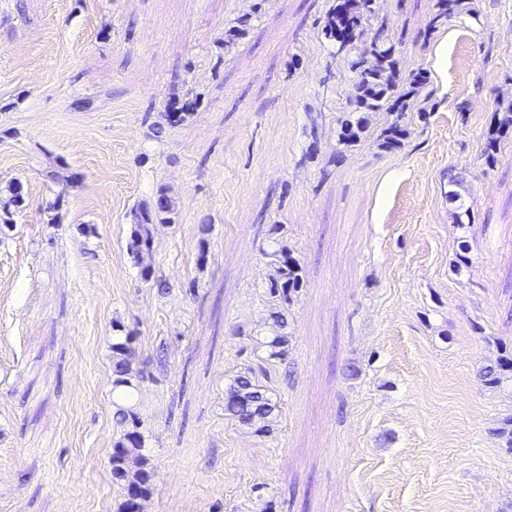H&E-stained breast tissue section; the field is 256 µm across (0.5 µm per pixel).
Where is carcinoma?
I'll list each match as a JSON object with an SVG mask.
<instances>
[{"label":"carcinoma","instance_id":"1","mask_svg":"<svg viewBox=\"0 0 512 512\" xmlns=\"http://www.w3.org/2000/svg\"><path fill=\"white\" fill-rule=\"evenodd\" d=\"M463 6L464 0H436L432 27L460 13ZM375 10L376 0H332L322 19L321 34L332 56L340 42L346 43L347 51L357 50L351 64L355 90L351 105L357 117L341 121L338 142L346 149L356 146L366 129V114L386 112L392 115V120L381 129L376 146L382 152H393L401 148L407 138V129L401 124L402 115L424 88L426 78L420 72H400L394 38L381 25L372 28ZM248 34L249 27L242 21L225 31L224 46H232ZM511 136L512 106L498 113L495 123L488 129L483 150L487 161L494 160L501 141ZM173 210L171 198L160 190L152 205L138 206L131 211L127 250L135 264L141 267L140 274L147 282L153 278L149 266L143 264L145 255L153 249L150 226L162 222ZM267 256L274 266V276L268 285L269 295L285 303L303 282V268L283 247L267 253ZM287 326L288 318L284 312L279 310L270 314L268 327L273 336L268 347L270 356L274 358L287 355ZM113 333V391L118 393V400L114 402V420L120 428V436L113 444L110 463L113 479L124 490L122 512H133L136 504L153 492L150 474L144 468L147 455L140 416L131 404L132 390L135 389L132 377L140 375L139 354L133 337L123 333L122 327H116ZM509 373H512L511 357L484 368L480 378L485 386L498 385ZM278 412L277 399L250 371L237 374L224 391L225 415L257 435L272 431Z\"/></svg>","mask_w":512,"mask_h":512}]
</instances>
